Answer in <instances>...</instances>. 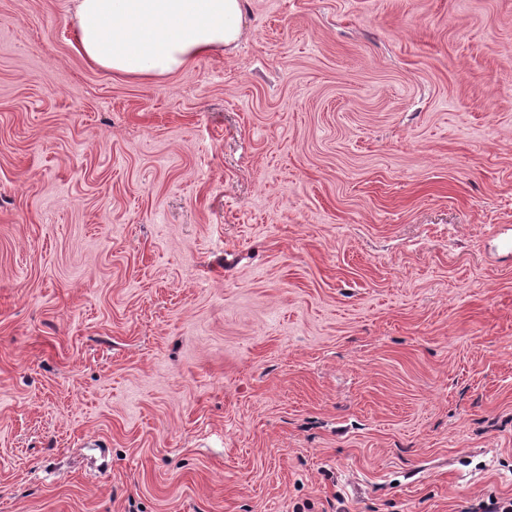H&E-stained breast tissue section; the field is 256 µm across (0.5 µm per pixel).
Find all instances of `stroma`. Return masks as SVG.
Here are the masks:
<instances>
[{
    "label": "stroma",
    "instance_id": "1",
    "mask_svg": "<svg viewBox=\"0 0 512 512\" xmlns=\"http://www.w3.org/2000/svg\"><path fill=\"white\" fill-rule=\"evenodd\" d=\"M0 0V512L512 498V0H243L162 81Z\"/></svg>",
    "mask_w": 512,
    "mask_h": 512
}]
</instances>
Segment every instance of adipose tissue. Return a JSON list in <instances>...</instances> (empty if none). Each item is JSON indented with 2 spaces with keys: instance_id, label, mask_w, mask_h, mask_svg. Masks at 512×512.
Listing matches in <instances>:
<instances>
[{
  "instance_id": "adipose-tissue-1",
  "label": "adipose tissue",
  "mask_w": 512,
  "mask_h": 512,
  "mask_svg": "<svg viewBox=\"0 0 512 512\" xmlns=\"http://www.w3.org/2000/svg\"><path fill=\"white\" fill-rule=\"evenodd\" d=\"M242 18V0H78L74 40L89 65L157 82L235 43Z\"/></svg>"
}]
</instances>
